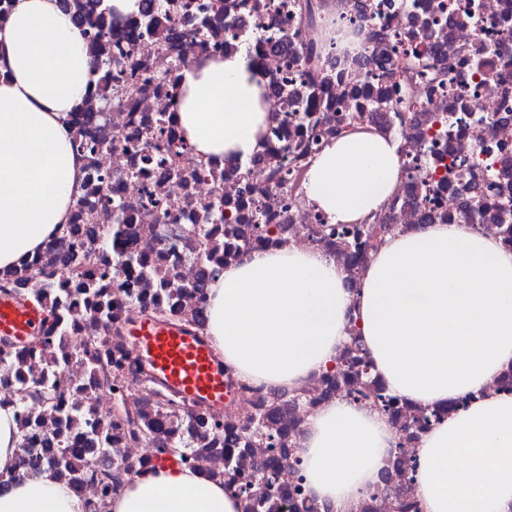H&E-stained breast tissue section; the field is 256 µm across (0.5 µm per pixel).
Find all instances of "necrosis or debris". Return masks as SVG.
<instances>
[{"label": "necrosis or debris", "instance_id": "necrosis-or-debris-1", "mask_svg": "<svg viewBox=\"0 0 512 512\" xmlns=\"http://www.w3.org/2000/svg\"><path fill=\"white\" fill-rule=\"evenodd\" d=\"M85 41L112 69L96 67L81 105L68 115L82 156V194L68 232L75 260L43 297L51 316L43 341L0 344V403L22 405L18 427L41 455L76 448L86 433L68 423L86 414L110 441L83 455L76 489L83 512H100L99 466L157 467L161 442L187 446L185 467L240 488L251 512L257 461L277 474L262 512H323L313 501L301 442L308 417L335 400L376 408L386 393L358 341L344 345L334 372H315L295 391L224 372V405L195 407L154 380L132 351L129 322L157 309L206 331L203 279L220 277L249 252L311 246L358 287L381 241L426 224H463L512 248V0H154ZM253 52L265 76L270 120L244 163L201 162L183 149L172 112L181 72L205 57ZM369 127L398 138L400 183L361 223H333L310 206L311 160L342 133ZM57 241L0 273V284L30 289L35 274L60 267ZM98 286L112 313L94 314L80 290ZM48 384L53 411L26 406ZM443 412L393 397L387 416L399 433L380 487L358 512H394L417 503L421 437L466 408ZM262 433L246 436L249 421Z\"/></svg>", "mask_w": 512, "mask_h": 512}]
</instances>
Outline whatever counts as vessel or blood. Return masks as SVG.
I'll return each mask as SVG.
<instances>
[{
    "label": "vessel or blood",
    "instance_id": "obj_1",
    "mask_svg": "<svg viewBox=\"0 0 512 512\" xmlns=\"http://www.w3.org/2000/svg\"><path fill=\"white\" fill-rule=\"evenodd\" d=\"M47 318L34 305L20 306L0 297V336L22 342L35 335ZM129 339L140 357L172 389L211 406L224 404V364L211 345L194 333L136 320Z\"/></svg>",
    "mask_w": 512,
    "mask_h": 512
}]
</instances>
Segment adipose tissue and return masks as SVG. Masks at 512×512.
I'll return each instance as SVG.
<instances>
[{"label":"adipose tissue","mask_w":512,"mask_h":512,"mask_svg":"<svg viewBox=\"0 0 512 512\" xmlns=\"http://www.w3.org/2000/svg\"><path fill=\"white\" fill-rule=\"evenodd\" d=\"M93 71L57 0H14L0 27V269L61 235L82 166L65 123ZM175 119L198 159L246 162L269 119L263 73L240 51L182 72ZM400 179L399 144L351 130L307 171L311 205L336 223L380 210ZM207 333L225 365L276 389L334 367L358 332L388 389L424 406L472 393L467 410L425 434L416 494L424 512H512V394L487 387L512 369V250L460 224L388 236L351 291L315 249L248 254L208 287ZM396 431L344 400L307 421L302 453L312 496L351 512L380 481ZM14 409L0 406V512H81L50 472L15 481ZM108 512H241L223 482L163 466L129 480Z\"/></svg>","instance_id":"adipose-tissue-1"}]
</instances>
